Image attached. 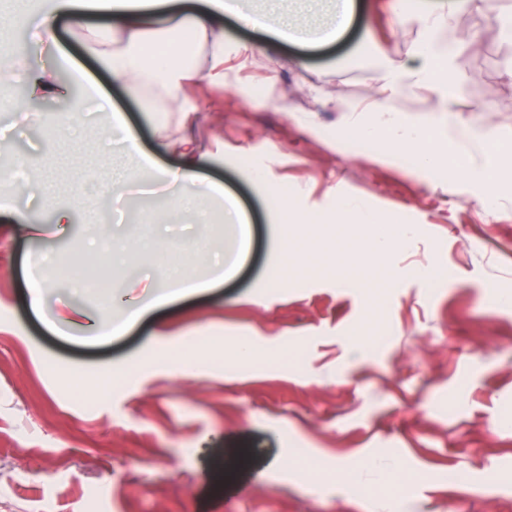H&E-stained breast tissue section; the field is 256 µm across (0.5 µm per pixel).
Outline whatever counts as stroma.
Returning a JSON list of instances; mask_svg holds the SVG:
<instances>
[{"label":"stroma","instance_id":"35a3bbf8","mask_svg":"<svg viewBox=\"0 0 512 512\" xmlns=\"http://www.w3.org/2000/svg\"><path fill=\"white\" fill-rule=\"evenodd\" d=\"M349 31L318 46L332 24L329 0L301 34L307 43L269 45L224 24V79L190 88L169 112L130 94L91 60L84 68L162 165L177 166L164 135L190 124L208 158L199 175L223 184L248 221L249 250L236 274L207 291L147 313L124 334L96 338L68 323L48 326L29 304L32 259L89 262L93 237L121 256L102 267L115 292L142 295L182 276L208 278L235 239L224 203L200 211L135 159L108 150L112 120L70 80L53 46L30 44L23 21L0 27V97L25 100L30 68L66 93L0 112V167L25 189L0 199L41 223L39 236L0 223V512H512V171L498 204L481 205L485 155L469 176L443 164L403 167L375 149L344 152L353 121L374 115L385 61L408 59L424 40L418 20L436 0H364ZM468 26L479 55L457 53L462 111L452 118L487 132L490 149L512 148V42L460 10L435 40ZM424 89L393 104L397 121L434 139L447 135ZM122 169V194L91 193ZM304 216L305 232L335 223L354 200L398 216L415 236L387 259L398 277L378 292L360 274L324 268L275 272L276 223L264 192ZM70 207L60 229L42 192ZM435 265L433 284L419 268ZM47 308H110L97 289L57 279ZM372 343L349 351L353 337ZM202 349H193V342ZM252 343L250 361L236 349Z\"/></svg>","mask_w":512,"mask_h":512}]
</instances>
